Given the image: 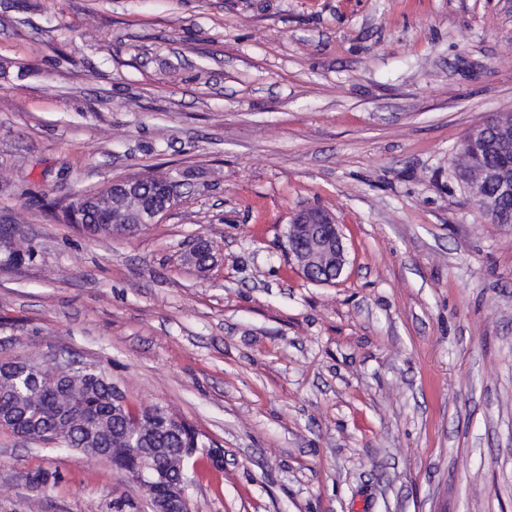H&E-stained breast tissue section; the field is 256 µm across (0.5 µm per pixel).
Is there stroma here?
<instances>
[{"label":"stroma","mask_w":512,"mask_h":512,"mask_svg":"<svg viewBox=\"0 0 512 512\" xmlns=\"http://www.w3.org/2000/svg\"><path fill=\"white\" fill-rule=\"evenodd\" d=\"M507 112L512 0H0V223L36 253L0 262V358L96 363L223 448L194 512H512V230L448 163ZM171 169L129 237L39 208ZM308 207L344 235L331 285L288 254ZM118 500L151 512L0 429V512Z\"/></svg>","instance_id":"1"}]
</instances>
